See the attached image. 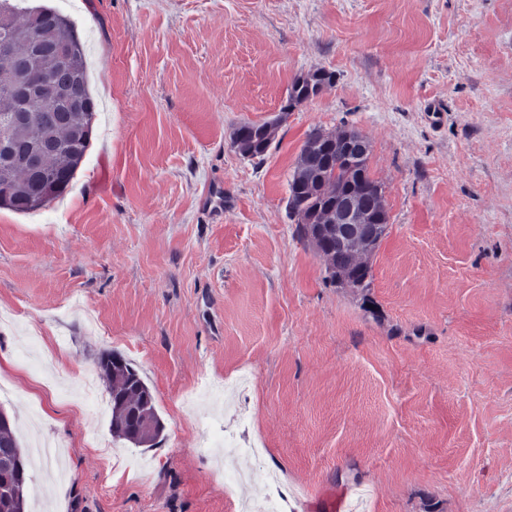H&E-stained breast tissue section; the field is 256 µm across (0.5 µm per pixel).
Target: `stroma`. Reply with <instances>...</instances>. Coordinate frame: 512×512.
Returning <instances> with one entry per match:
<instances>
[{
  "label": "stroma",
  "instance_id": "1",
  "mask_svg": "<svg viewBox=\"0 0 512 512\" xmlns=\"http://www.w3.org/2000/svg\"><path fill=\"white\" fill-rule=\"evenodd\" d=\"M71 18L97 102L62 197L0 208V381L24 446L65 443L49 512H512V0H31ZM329 71L281 123L291 84ZM271 121L259 158L236 128ZM353 128L385 187L369 290L288 217L308 132ZM124 355L154 447L114 440L78 375ZM213 421L262 448L226 493ZM261 511L264 512H293L290 507L288 496L282 490L280 479L269 473L266 477L263 490V506Z\"/></svg>",
  "mask_w": 512,
  "mask_h": 512
}]
</instances>
